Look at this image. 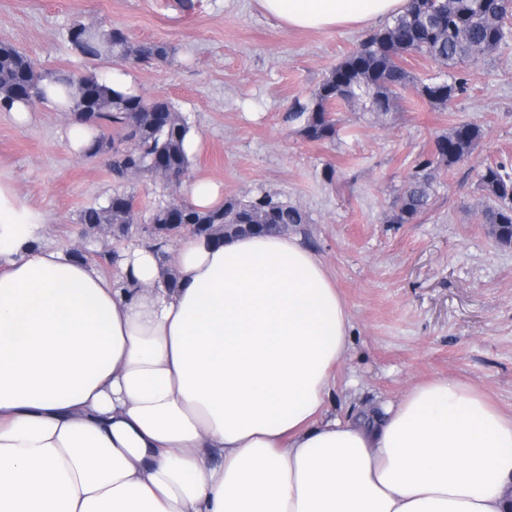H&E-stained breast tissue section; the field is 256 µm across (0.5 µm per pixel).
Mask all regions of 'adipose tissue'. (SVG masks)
<instances>
[{
    "label": "adipose tissue",
    "instance_id": "adipose-tissue-1",
    "mask_svg": "<svg viewBox=\"0 0 512 512\" xmlns=\"http://www.w3.org/2000/svg\"><path fill=\"white\" fill-rule=\"evenodd\" d=\"M288 30L409 0H257ZM0 180V512H512V416L446 379L373 425L328 416L350 319L296 235H187L178 282L40 242Z\"/></svg>",
    "mask_w": 512,
    "mask_h": 512
}]
</instances>
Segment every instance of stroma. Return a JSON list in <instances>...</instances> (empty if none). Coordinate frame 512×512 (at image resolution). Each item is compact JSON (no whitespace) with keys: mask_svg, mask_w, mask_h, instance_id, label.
Segmentation results:
<instances>
[{"mask_svg":"<svg viewBox=\"0 0 512 512\" xmlns=\"http://www.w3.org/2000/svg\"><path fill=\"white\" fill-rule=\"evenodd\" d=\"M119 28L133 42H163L172 64L121 65L136 93L162 96L202 138L188 179L223 183L225 198L269 193L302 207L293 227L327 268L351 320L347 354L328 404L351 421L381 413L409 388L448 378L484 393L512 415V248L498 245L481 222L477 171L512 161V44L465 69L467 90L441 111L406 91L385 119L356 105L338 107L339 138L309 141L283 116L355 49L366 33L279 27L256 0H0V41L43 70L107 75L104 60L86 65L67 31L75 16ZM459 122L484 137L467 161L441 173L427 210L408 224L388 223L389 206L420 155ZM66 114L34 105L29 124L0 112V177L41 211L47 243L98 251L109 276L117 267L103 249L150 244L136 230L125 239L89 234L84 208L114 189L135 197L140 220L158 205L187 197L144 178L117 180L110 169L72 154ZM334 177H327V166Z\"/></svg>","mask_w":512,"mask_h":512,"instance_id":"stroma-1","label":"stroma"}]
</instances>
